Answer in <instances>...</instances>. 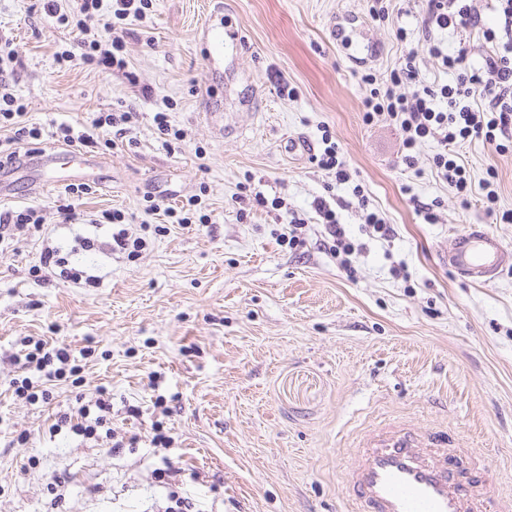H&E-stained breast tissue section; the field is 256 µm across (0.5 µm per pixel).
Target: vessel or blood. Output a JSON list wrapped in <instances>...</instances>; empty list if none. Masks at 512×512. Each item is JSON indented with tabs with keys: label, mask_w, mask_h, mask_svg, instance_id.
Segmentation results:
<instances>
[{
	"label": "vessel or blood",
	"mask_w": 512,
	"mask_h": 512,
	"mask_svg": "<svg viewBox=\"0 0 512 512\" xmlns=\"http://www.w3.org/2000/svg\"><path fill=\"white\" fill-rule=\"evenodd\" d=\"M241 41L236 27H211L204 50L211 57ZM37 159L45 168L64 166L74 174L103 167L98 156L82 149L52 148ZM438 260L459 279L487 285L512 268V249L483 225L472 224L455 235ZM354 455L357 463L344 483L351 512H512L511 498L494 500L484 469H460L462 451L449 447L444 434L392 424L366 433Z\"/></svg>",
	"instance_id": "obj_1"
}]
</instances>
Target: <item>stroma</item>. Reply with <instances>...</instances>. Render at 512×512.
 <instances>
[{"label": "stroma", "instance_id": "35a3bbf8", "mask_svg": "<svg viewBox=\"0 0 512 512\" xmlns=\"http://www.w3.org/2000/svg\"><path fill=\"white\" fill-rule=\"evenodd\" d=\"M57 4L76 0H0V36L14 49L9 90L43 128L42 143L58 124L87 126L101 112L138 119L132 145L105 152L99 181L79 200L61 186L34 187L37 146L6 172L16 193L0 210L34 207L44 224L0 243V512H51L59 477L62 512H166L173 490L195 512H348L353 442L393 421L447 432L478 456L494 496L511 495L512 269L469 284L437 256L468 224L490 225L512 247V224H491L479 199L461 206L432 168L435 140L409 168L399 127L363 120L360 70L387 77L412 49L423 84L454 80L428 52L424 0H396L401 18L383 24L367 0H152L126 39L124 74L57 61L75 41L51 16ZM224 22L244 40L212 64L203 32ZM337 23L373 46L366 67L346 61ZM399 25L406 41L395 37ZM284 80L294 96L280 93ZM164 109L185 134L169 147L152 123ZM325 126L351 174L334 188L310 156L288 151L292 139L320 147ZM460 154L473 182L496 168L499 206L512 209V153L472 140ZM357 184L393 224L391 240L366 235ZM248 191L280 204L241 216L237 198ZM147 193L160 213L144 214ZM199 193L209 225L168 223L164 207ZM324 194L359 245L356 278L323 246L312 202ZM416 199L435 203V223L415 212ZM69 203L84 223H61ZM105 209L133 217L131 231L146 240L137 261L80 246L108 239L88 223ZM295 215L301 244L278 245ZM48 246L97 287L34 281ZM399 264L408 279L392 276ZM26 336L75 354L92 348L80 387L55 382L47 404L16 397L14 355ZM103 386L115 436L137 437L135 447L49 434L55 414ZM160 395L169 415L154 407ZM158 421L170 448L151 443ZM167 460L180 469L168 485L156 476Z\"/></svg>", "mask_w": 512, "mask_h": 512}]
</instances>
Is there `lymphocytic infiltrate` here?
Returning a JSON list of instances; mask_svg holds the SVG:
<instances>
[{
	"instance_id": "f902f5d3",
	"label": "lymphocytic infiltrate",
	"mask_w": 512,
	"mask_h": 512,
	"mask_svg": "<svg viewBox=\"0 0 512 512\" xmlns=\"http://www.w3.org/2000/svg\"><path fill=\"white\" fill-rule=\"evenodd\" d=\"M496 2L502 27L500 32H488L487 37L495 48L481 63H471L464 48L448 55L441 40L429 38L430 55L440 59L444 70L456 72L455 82L421 84L417 54L412 50L403 55L386 79L365 72L359 80L369 88L363 99L366 123L385 119L399 126L404 133L401 153L406 165H413L422 143L436 140L440 149L432 158L433 169L440 180L455 190L461 205L469 206L474 190H481L487 215L495 223L511 224L512 210L498 207L495 168H488L480 184H473L458 153L460 144L473 139L485 142L499 154L512 151V0ZM149 5L150 0H79L76 11H56L57 23L79 34L75 50L58 52L59 61L78 59L94 68L125 71L127 27L131 22L145 19ZM99 14L104 15L103 28L109 34L105 41L86 26L88 18ZM481 22L482 16L473 0H426V28L474 31L480 29ZM5 84L6 78L0 73V130L13 131L12 136L0 138V168L15 163L22 145L32 144L43 136L41 127L27 121L25 104L6 92ZM134 118V113L126 111L101 112L87 127L59 124L51 137L68 146L109 151L115 146L110 137L112 129L131 124ZM314 209L323 226L325 248L336 257L347 276H354L356 269L351 257L356 246L347 237L335 209L323 197L316 199ZM97 221L112 227L108 243L111 252L125 255L130 261L138 257L145 240L129 233L123 211H103ZM17 360L24 375L12 381L13 392L32 402L50 403V383L79 376L82 371L67 347L53 345L43 338L24 339ZM111 411L112 398L103 390L94 404H82L73 411L58 414L50 430L59 433L66 429L83 439H94L99 429L109 423Z\"/></svg>"
}]
</instances>
